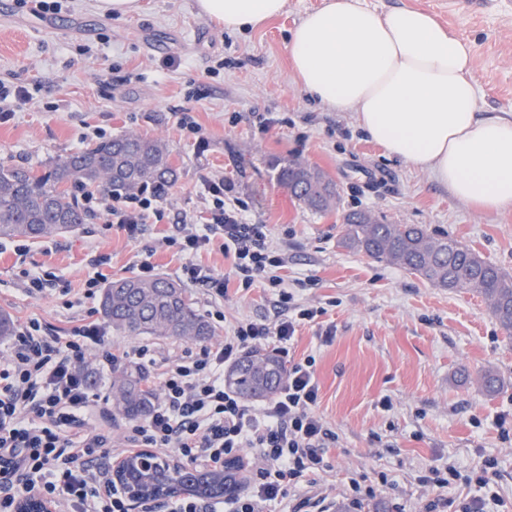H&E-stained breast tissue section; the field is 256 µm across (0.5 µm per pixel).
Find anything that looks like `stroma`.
<instances>
[{
	"label": "stroma",
	"mask_w": 512,
	"mask_h": 512,
	"mask_svg": "<svg viewBox=\"0 0 512 512\" xmlns=\"http://www.w3.org/2000/svg\"><path fill=\"white\" fill-rule=\"evenodd\" d=\"M142 2L141 13L115 18L101 14L96 0H61V9L43 14L31 12L28 0H0V82L31 93L0 123V162L39 169L101 137L141 134L165 142L177 170L163 223L148 226L137 242L97 213L62 235L0 239V312L18 325L38 319L56 336L86 320L101 323L114 353L148 348L140 366L151 380L169 359L221 343L238 322L275 321L280 307L263 289L232 287L218 302L193 285L202 315L224 311L205 342L123 336L104 323L98 299L82 296L89 277H134L145 259L156 275L179 280L185 259L162 244L161 233L207 211V181L232 179L251 219L268 225L285 256L282 274L296 300L324 310L298 327L290 347L294 359L315 357L316 412L338 435L314 491L335 494L338 512H349L355 479L377 490L362 512H426L433 501L478 496L468 479L494 458L495 490L512 512V439H503L496 423L498 414L512 413V333L481 297L340 247L335 214L300 207L275 182L270 162L296 157L319 167L335 181L342 207L448 234L511 274L512 209L456 201L426 171L389 158L352 113L318 105L297 86L287 37L324 0H288L285 14L245 33L198 14L194 0ZM362 3L379 12L424 10L470 41L482 111L512 113V0ZM186 109L209 142L205 151L178 125ZM268 113L278 123L264 131L259 118ZM98 255L105 262L97 267ZM31 270L54 273V286L28 293ZM328 325L335 334L325 342ZM87 366L99 396L92 419L121 439L129 420L112 409L113 373L99 346L91 347ZM488 370L504 381L494 395L480 383ZM448 465L456 469L448 486L426 483L431 468Z\"/></svg>",
	"instance_id": "35a3bbf8"
}]
</instances>
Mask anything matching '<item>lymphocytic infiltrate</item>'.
I'll use <instances>...</instances> for the list:
<instances>
[{"label":"lymphocytic infiltrate","mask_w":512,"mask_h":512,"mask_svg":"<svg viewBox=\"0 0 512 512\" xmlns=\"http://www.w3.org/2000/svg\"><path fill=\"white\" fill-rule=\"evenodd\" d=\"M204 190L212 206L204 222L164 237L166 246L189 256L220 245L232 261V279L186 263L182 279L225 299L229 281L239 290L261 287L277 296L285 315L272 324L239 322L223 343L166 362L158 374L160 400L144 421L129 425L124 448L110 431L89 420L96 395L85 370L91 346L103 348L109 367L119 357L105 345L100 326H74L67 337L50 335L39 320L22 325L0 359V512H14L35 493L71 512H129L126 497L109 477L112 461L125 449L176 452L184 463H232L242 471L243 490L221 501L175 498L165 512H262L286 498L291 488L324 465L337 436L317 415L319 383L313 356L289 361L288 375L268 401L249 405L224 384V369L244 353L277 341L287 353L297 328L314 322L323 308L299 303L279 271L284 260L270 241L267 225L252 223L248 202L233 181L212 180ZM164 193L86 196L125 232L140 238L148 223L165 217Z\"/></svg>","instance_id":"1"}]
</instances>
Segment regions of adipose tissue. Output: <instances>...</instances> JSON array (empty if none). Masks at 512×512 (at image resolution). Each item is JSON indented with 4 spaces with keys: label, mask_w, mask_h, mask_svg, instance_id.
I'll return each instance as SVG.
<instances>
[{
    "label": "adipose tissue",
    "mask_w": 512,
    "mask_h": 512,
    "mask_svg": "<svg viewBox=\"0 0 512 512\" xmlns=\"http://www.w3.org/2000/svg\"><path fill=\"white\" fill-rule=\"evenodd\" d=\"M288 0H196L230 32L281 16ZM298 86L321 105L354 113L386 155L430 173L459 202L512 208V113L480 111L471 45L426 11L378 13L325 0L292 30Z\"/></svg>",
    "instance_id": "obj_1"
}]
</instances>
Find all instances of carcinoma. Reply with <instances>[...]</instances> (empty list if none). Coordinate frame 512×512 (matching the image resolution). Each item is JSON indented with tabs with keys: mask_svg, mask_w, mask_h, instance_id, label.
Segmentation results:
<instances>
[{
	"mask_svg": "<svg viewBox=\"0 0 512 512\" xmlns=\"http://www.w3.org/2000/svg\"><path fill=\"white\" fill-rule=\"evenodd\" d=\"M276 182L298 205L326 214L339 205L335 181L323 170L296 159H276ZM177 177L167 145L155 138L124 135L102 140L40 170L0 163V238L37 239L71 232L85 221L77 190L98 188L130 196L167 190ZM339 245L404 268L433 285L480 296L507 331L512 330V276L479 252L445 234L417 224H382L362 209L343 214ZM103 318L125 336H171L202 340L213 334L186 289L164 277L124 278L110 282L100 300ZM287 376L284 361L272 351L255 349L236 361L225 382L247 401L275 394ZM156 394L142 369L126 367L112 379V403L123 416L146 417ZM122 482L131 495L162 499L182 491L219 499L235 488L231 468L198 470L158 461L127 459Z\"/></svg>",
	"mask_w": 512,
	"mask_h": 512,
	"instance_id": "1",
	"label": "carcinoma"
}]
</instances>
